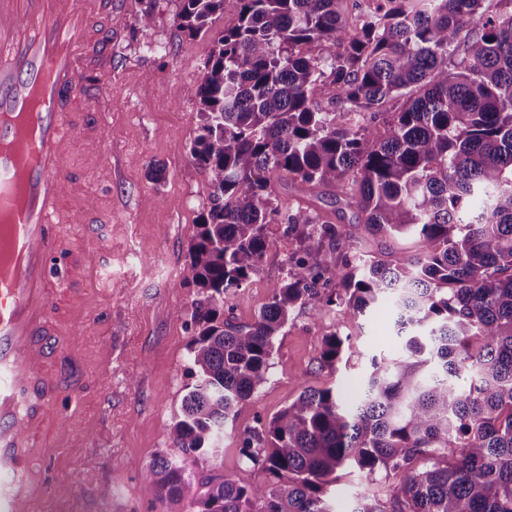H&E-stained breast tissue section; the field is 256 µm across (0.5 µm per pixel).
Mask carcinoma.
Masks as SVG:
<instances>
[{
  "instance_id": "obj_1",
  "label": "carcinoma",
  "mask_w": 512,
  "mask_h": 512,
  "mask_svg": "<svg viewBox=\"0 0 512 512\" xmlns=\"http://www.w3.org/2000/svg\"><path fill=\"white\" fill-rule=\"evenodd\" d=\"M180 0L177 26L224 29L194 94L191 157L209 203L190 245L200 288L188 386L142 477L187 512H335L336 472L377 485L350 512H512V9L487 0ZM326 187L375 234L414 236L416 256L339 261L317 209L279 199L277 176ZM297 240L285 283L256 315L224 299L259 272L270 226ZM341 283L344 293L329 287ZM396 312L407 354L372 360L355 398L304 389L244 430L239 453L263 482L208 478L190 495L184 460L219 457L238 405L267 380L296 308ZM339 334L323 361L342 357ZM467 373V390L455 380Z\"/></svg>"
}]
</instances>
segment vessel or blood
Listing matches in <instances>:
<instances>
[{
  "instance_id": "1",
  "label": "vessel or blood",
  "mask_w": 512,
  "mask_h": 512,
  "mask_svg": "<svg viewBox=\"0 0 512 512\" xmlns=\"http://www.w3.org/2000/svg\"><path fill=\"white\" fill-rule=\"evenodd\" d=\"M117 22L112 0H0V512H37L51 493L30 461L62 446L57 397L82 380L59 297L87 266L61 255L57 224L64 187L87 172L72 145L106 140L70 106L111 95Z\"/></svg>"
}]
</instances>
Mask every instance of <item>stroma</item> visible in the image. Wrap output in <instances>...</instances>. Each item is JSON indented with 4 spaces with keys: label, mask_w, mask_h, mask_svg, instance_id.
Returning a JSON list of instances; mask_svg holds the SVG:
<instances>
[{
    "label": "stroma",
    "mask_w": 512,
    "mask_h": 512,
    "mask_svg": "<svg viewBox=\"0 0 512 512\" xmlns=\"http://www.w3.org/2000/svg\"><path fill=\"white\" fill-rule=\"evenodd\" d=\"M180 0H115L112 31V107L102 113L112 142V169L97 168L68 189L92 202L104 217L96 232L72 224L74 250L100 256L83 295L90 323H77L74 346L84 373L79 395L60 394L58 404L72 435L53 449L58 487L38 512H169L144 497L142 476L171 447L170 426L186 388L188 345L198 288L187 275L189 243L211 189L190 156L197 134L193 88L212 48L211 36L189 37L176 24ZM151 9L152 22L140 16ZM314 205L337 223L363 253H418L412 237H374L354 209L330 193L312 192ZM295 245L274 232L261 269L246 288L228 295L224 313L238 324L281 288L285 262ZM346 337L351 357L330 367L321 361L324 338ZM389 304L349 318L341 310H296L275 345L274 366L254 395L241 402L224 432L221 457H199L187 468L202 480L226 476L264 481L244 465L239 438L256 420H269L304 388L344 389L368 374L372 357L399 355Z\"/></svg>",
    "instance_id": "1"
}]
</instances>
